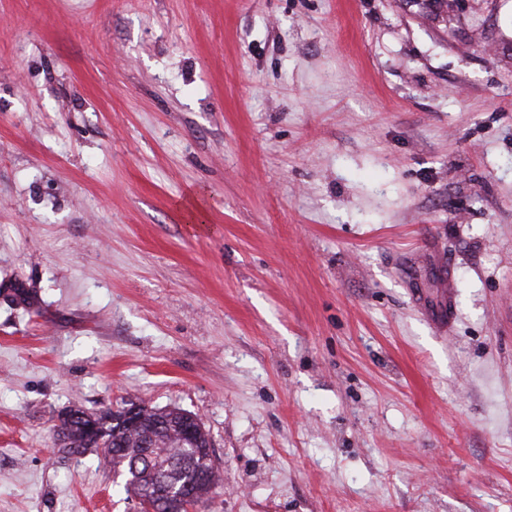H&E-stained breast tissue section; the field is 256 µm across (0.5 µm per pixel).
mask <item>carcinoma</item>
Here are the masks:
<instances>
[{
	"label": "carcinoma",
	"mask_w": 512,
	"mask_h": 512,
	"mask_svg": "<svg viewBox=\"0 0 512 512\" xmlns=\"http://www.w3.org/2000/svg\"><path fill=\"white\" fill-rule=\"evenodd\" d=\"M420 12L444 17L454 12L455 0H410ZM96 422L112 435V410L100 409L87 412L82 409H71L60 416L55 426L58 434H63L65 441L58 451L74 455L89 449L99 451L112 462V468L120 471L125 477L122 490L126 494L135 493L148 497L164 488L168 492L164 496L152 499L156 512H181V500L178 498L181 487L193 478L190 469L178 470L166 466V463L189 455V449L179 447L181 438L176 429L186 424L183 410L150 408L140 426L123 433L124 447L116 448L108 443L91 444L86 438V426Z\"/></svg>",
	"instance_id": "cac0c4a2"
}]
</instances>
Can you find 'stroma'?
Here are the masks:
<instances>
[{
	"mask_svg": "<svg viewBox=\"0 0 512 512\" xmlns=\"http://www.w3.org/2000/svg\"><path fill=\"white\" fill-rule=\"evenodd\" d=\"M126 400L196 512H512V0H0V512H136ZM409 2L416 5L420 12L434 15L435 18L442 17V19L462 5L461 2H457L454 9L455 0H410ZM139 404H124L120 407L104 408L95 412H87L82 409H70L59 418V424L55 426L56 434L64 435V444L58 445L59 452L69 455L81 454L94 448L112 462V468L120 471L125 477L122 490L130 495L138 494L142 497H149L157 490H164V484H168V492L165 496H158L151 501L156 511L150 506L146 499L134 497L139 505L138 511L154 512H181V500L178 498L181 487L193 478V471L190 469L178 470L164 466L171 460H180L182 456L190 454L188 448L177 447L181 438L176 429L177 425L192 426L184 420V411L179 408L157 409L149 407L150 411L139 423ZM112 412L122 414V426L128 429L123 433L124 447L115 448L103 442L90 444L86 438V426L93 420L106 431L105 436L112 435ZM157 423L169 424L171 432H163L157 429ZM133 427H136L132 429ZM132 429V430H129ZM143 443H150L153 448H142ZM148 450L154 457L148 455ZM145 458L150 462L146 463ZM157 503V504H156Z\"/></svg>",
	"mask_w": 512,
	"mask_h": 512,
	"instance_id": "obj_1",
	"label": "stroma"
}]
</instances>
